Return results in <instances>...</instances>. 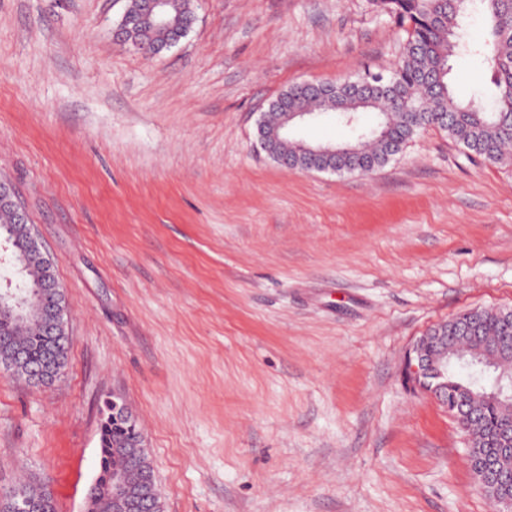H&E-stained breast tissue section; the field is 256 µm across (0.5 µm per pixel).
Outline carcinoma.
Masks as SVG:
<instances>
[{"label":"carcinoma","mask_w":512,"mask_h":512,"mask_svg":"<svg viewBox=\"0 0 512 512\" xmlns=\"http://www.w3.org/2000/svg\"><path fill=\"white\" fill-rule=\"evenodd\" d=\"M146 0H127L126 18L134 34L132 47L153 55L161 52L183 31L194 17L193 0H170L166 22L159 25L148 17ZM381 12L407 26V41L392 73H368L357 84L339 83L336 95L325 96L295 84L280 94L270 105L260 138L270 155L297 161L311 147H332L351 152L349 162L330 156L322 163L338 172L366 173L387 163L401 152L419 130L437 124L459 141L470 157L491 164L512 166V0H372ZM473 13L483 16L484 39H468L467 20ZM479 57L490 72L495 87L492 104L483 106L473 100L460 101L453 93L449 61L458 54ZM301 108L318 117L334 113L338 121L357 126L360 115L376 114L377 126L344 142L314 144L303 138L280 134L287 112ZM15 212L0 206V237L10 240L12 260L21 270L26 295L33 294L45 275L44 261L27 252L22 229H14ZM448 331V409L467 401L470 416L457 417L466 436L469 463L479 458L491 460L506 477L499 485L481 480L472 469L477 484L492 502L512 495V452L500 448L505 430L512 427V391L506 389L498 398L489 397L496 386L482 387L459 377L457 369L479 362L484 347L506 341L512 346V311L508 309H472L435 326L430 335ZM56 350L68 361V337L49 335L40 322L20 323L0 317V360L11 359L15 351L23 354L25 363L38 364L50 350ZM133 429L123 422L115 423L103 435L110 449L108 467L126 475L130 487L139 488L142 474L152 471L147 453L134 459L123 447ZM34 512H57L50 491L34 482H23ZM92 512H113L112 486L104 483L92 504Z\"/></svg>","instance_id":"carcinoma-1"}]
</instances>
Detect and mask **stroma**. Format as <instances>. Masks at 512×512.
<instances>
[{
  "label": "stroma",
  "mask_w": 512,
  "mask_h": 512,
  "mask_svg": "<svg viewBox=\"0 0 512 512\" xmlns=\"http://www.w3.org/2000/svg\"><path fill=\"white\" fill-rule=\"evenodd\" d=\"M126 0H0V180L65 288L69 360L0 369V492L83 512L100 410L135 414L163 512H493L446 408L403 363L430 328L512 308V167L421 130L367 174L257 140L288 87L389 74L370 0H195L156 56ZM458 98L494 92L451 60Z\"/></svg>",
  "instance_id": "1"
}]
</instances>
